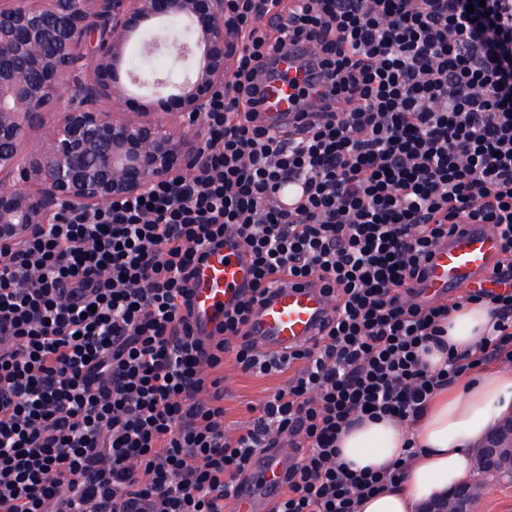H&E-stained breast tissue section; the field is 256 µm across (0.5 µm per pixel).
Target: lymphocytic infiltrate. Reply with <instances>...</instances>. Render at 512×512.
Masks as SVG:
<instances>
[{
  "label": "lymphocytic infiltrate",
  "instance_id": "f902f5d3",
  "mask_svg": "<svg viewBox=\"0 0 512 512\" xmlns=\"http://www.w3.org/2000/svg\"><path fill=\"white\" fill-rule=\"evenodd\" d=\"M225 0L242 48L199 121L206 163L178 186L0 243V512H224L251 459L293 448L273 512H357L395 472L350 469L337 442L360 417L413 422L466 366L446 348L454 302L413 285L442 238L487 224L502 244L484 357L512 360V0ZM312 48L330 109L274 125L260 68ZM299 184L283 207L278 193ZM238 239L252 282L208 336L190 283L210 246ZM334 303L312 343L245 341L256 304L290 278ZM291 372L236 429L224 362Z\"/></svg>",
  "mask_w": 512,
  "mask_h": 512
}]
</instances>
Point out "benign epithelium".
<instances>
[{
	"instance_id": "benign-epithelium-1",
	"label": "benign epithelium",
	"mask_w": 512,
	"mask_h": 512,
	"mask_svg": "<svg viewBox=\"0 0 512 512\" xmlns=\"http://www.w3.org/2000/svg\"><path fill=\"white\" fill-rule=\"evenodd\" d=\"M180 19L188 41L168 37L166 21ZM151 25L150 44L193 63V76L165 96L168 81H150L153 102L136 112L99 110L120 93L127 41ZM237 34L224 23V0H0V241L20 242L54 220L63 201L83 209L145 195L178 182L207 161L200 132L165 119L198 116L230 77ZM84 60L94 77L73 83ZM51 125L52 149L30 163L27 132ZM476 470L512 480V415L493 427L475 456ZM470 485L454 487L423 512H471Z\"/></svg>"
}]
</instances>
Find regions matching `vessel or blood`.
Segmentation results:
<instances>
[{
	"mask_svg": "<svg viewBox=\"0 0 512 512\" xmlns=\"http://www.w3.org/2000/svg\"><path fill=\"white\" fill-rule=\"evenodd\" d=\"M328 91L305 44H291L264 66L258 108L266 118L285 122L326 104ZM501 257V244L489 225H460L434 247L416 286L418 297L441 302L458 289L482 287ZM251 279L250 265L236 241L208 252L195 273L191 294L200 334L210 333L223 321L225 308ZM332 317V305L322 289L296 280L273 288L271 297L254 310L246 330L259 349L281 353L311 343ZM287 459V452L279 448L254 456L241 479L237 512H272L283 493Z\"/></svg>",
	"mask_w": 512,
	"mask_h": 512,
	"instance_id": "obj_1",
	"label": "vessel or blood"
}]
</instances>
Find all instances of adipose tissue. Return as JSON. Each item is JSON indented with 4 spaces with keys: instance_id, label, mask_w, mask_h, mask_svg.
<instances>
[{
    "instance_id": "ef3b65f1",
    "label": "adipose tissue",
    "mask_w": 512,
    "mask_h": 512,
    "mask_svg": "<svg viewBox=\"0 0 512 512\" xmlns=\"http://www.w3.org/2000/svg\"><path fill=\"white\" fill-rule=\"evenodd\" d=\"M493 323L491 308L466 302L448 318L446 340L479 358ZM512 413V369L473 367L428 403L417 422L400 426L367 419L344 434L341 459L353 468L398 466L394 486L363 499L359 512H421L431 500L473 480V456L489 429Z\"/></svg>"
}]
</instances>
